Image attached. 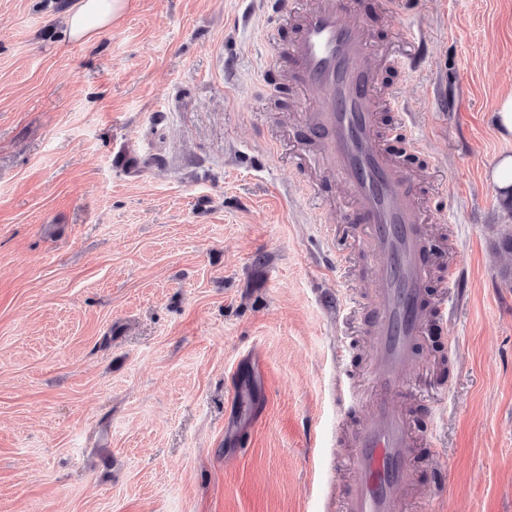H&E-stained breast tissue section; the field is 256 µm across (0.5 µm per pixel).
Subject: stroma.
Returning a JSON list of instances; mask_svg holds the SVG:
<instances>
[{
    "label": "stroma",
    "instance_id": "stroma-1",
    "mask_svg": "<svg viewBox=\"0 0 512 512\" xmlns=\"http://www.w3.org/2000/svg\"><path fill=\"white\" fill-rule=\"evenodd\" d=\"M406 2L422 59L377 94L437 161L414 203L462 297L398 402L404 512H512V213L491 179L512 0ZM75 3L0 0V512H336L374 285L351 200L309 165L315 91L262 73V0H128L89 42ZM354 18L385 45L403 26L383 0Z\"/></svg>",
    "mask_w": 512,
    "mask_h": 512
}]
</instances>
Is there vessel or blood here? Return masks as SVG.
<instances>
[{"label": "vessel or blood", "mask_w": 512, "mask_h": 512, "mask_svg": "<svg viewBox=\"0 0 512 512\" xmlns=\"http://www.w3.org/2000/svg\"><path fill=\"white\" fill-rule=\"evenodd\" d=\"M270 15L285 22L292 37L277 47L274 33L265 42L276 57L289 59L295 87L318 94L304 116V135L322 141L314 164L328 168L345 185L373 255L376 283L368 373L375 397L368 420L353 434V470L342 512H399L398 490L410 471L412 434L398 396L412 394L411 375L421 348L426 319L447 322L459 297L455 263L446 274L450 294L430 298L432 268L427 231L413 205L417 178L382 148L377 134L376 89L382 69L411 71L413 59L390 46L373 44L369 32L351 21L354 0H265Z\"/></svg>", "instance_id": "vessel-or-blood-1"}]
</instances>
